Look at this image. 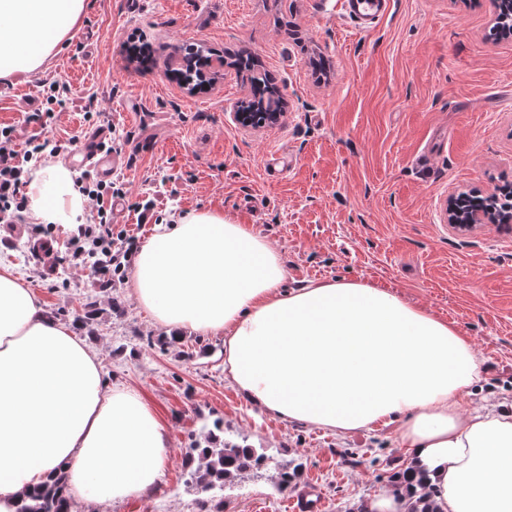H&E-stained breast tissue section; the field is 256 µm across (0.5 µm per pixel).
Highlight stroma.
<instances>
[{"label": "stroma", "instance_id": "obj_1", "mask_svg": "<svg viewBox=\"0 0 512 512\" xmlns=\"http://www.w3.org/2000/svg\"><path fill=\"white\" fill-rule=\"evenodd\" d=\"M490 0H390L373 28L341 13V0H89L69 46L47 71L0 79V127L22 151L37 132L67 160L84 138L110 132L127 157L112 176L125 192L115 230L145 244L156 220L221 210L267 239L285 285L361 279L455 323L483 361L468 395L480 409L512 402V223L461 233L446 219L450 195L512 184V37L491 39ZM204 45L216 62L209 89L169 80L175 48ZM243 48L285 94L280 120L236 123L245 99L230 62ZM60 88L42 124L27 123L44 89ZM290 166L266 174L270 153ZM71 235L29 213L0 220V268L13 269L50 315L85 339L109 385L137 392L170 436L154 490L97 512H287L312 485L323 512H362L410 465L395 426L348 436L284 423L224 375V338L177 343L131 292L100 289L83 267L56 261ZM77 314L88 315L84 324ZM267 449L262 470L211 494L190 483L184 460L202 432ZM298 466L278 489L281 465Z\"/></svg>", "mask_w": 512, "mask_h": 512}]
</instances>
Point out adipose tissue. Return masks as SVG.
I'll use <instances>...</instances> for the list:
<instances>
[{"label":"adipose tissue","mask_w":512,"mask_h":512,"mask_svg":"<svg viewBox=\"0 0 512 512\" xmlns=\"http://www.w3.org/2000/svg\"><path fill=\"white\" fill-rule=\"evenodd\" d=\"M87 0H0V79L43 70ZM37 223H86L65 164L27 190ZM280 254L246 225L205 210L157 225L139 249L134 295L169 331L220 334L232 383L286 423L346 435L394 424L440 512H512V408L466 412L482 375L469 337L396 292L339 278L284 288ZM168 434L142 397L107 386L96 355L0 269V512L67 476L69 503L147 494Z\"/></svg>","instance_id":"1"}]
</instances>
